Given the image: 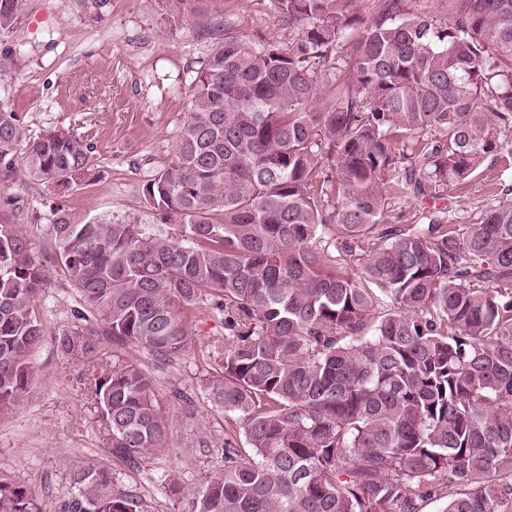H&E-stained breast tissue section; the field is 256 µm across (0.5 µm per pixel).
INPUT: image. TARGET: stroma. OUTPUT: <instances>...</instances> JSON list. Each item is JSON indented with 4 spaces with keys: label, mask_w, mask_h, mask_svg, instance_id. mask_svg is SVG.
I'll return each instance as SVG.
<instances>
[{
    "label": "stroma",
    "mask_w": 512,
    "mask_h": 512,
    "mask_svg": "<svg viewBox=\"0 0 512 512\" xmlns=\"http://www.w3.org/2000/svg\"><path fill=\"white\" fill-rule=\"evenodd\" d=\"M217 10L233 12L247 38L289 36L270 0H219ZM12 43L21 60L7 83L26 141L75 126L97 147L101 176L73 195L71 206L93 216L152 223L140 183L146 172L169 162L174 137L188 118L195 72L215 40L191 28L168 31L153 0H107L96 16L74 0H25ZM505 187H512V158H489L437 204L467 218L501 199ZM223 335L219 322L193 324L186 351L172 362L152 359L133 345L105 348L108 359L142 362L174 421L165 452L133 467L112 458L77 382L78 366L40 351V372L28 401L0 414V471L28 482L43 512H53L72 464L88 458L111 468L119 486L143 494L152 512H181L168 481L189 487L224 466L226 415L211 408L203 392L209 370L204 356ZM174 387L187 390L191 405L170 402ZM201 431L210 447H196Z\"/></svg>",
    "instance_id": "obj_1"
}]
</instances>
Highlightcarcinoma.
I'll return each instance as SVG.
<instances>
[{"mask_svg":"<svg viewBox=\"0 0 512 512\" xmlns=\"http://www.w3.org/2000/svg\"><path fill=\"white\" fill-rule=\"evenodd\" d=\"M25 0H0V82ZM168 29L217 40L170 162L141 181L154 224L67 202L100 176L92 138L29 143L0 85V190L19 167L38 207L0 195V414L35 354L83 368L112 455L168 446L172 420L136 361L172 360L217 319L203 385L237 416L224 468L182 512H512V188L474 220L436 206L393 224L388 192L438 198L512 155V0H270L287 44L252 41L213 0H155ZM75 293L43 309L49 270ZM242 431L239 443L236 431ZM55 512H152L82 460ZM452 494H447L448 490ZM0 512H43L0 471Z\"/></svg>","mask_w":512,"mask_h":512,"instance_id":"1","label":"carcinoma"}]
</instances>
